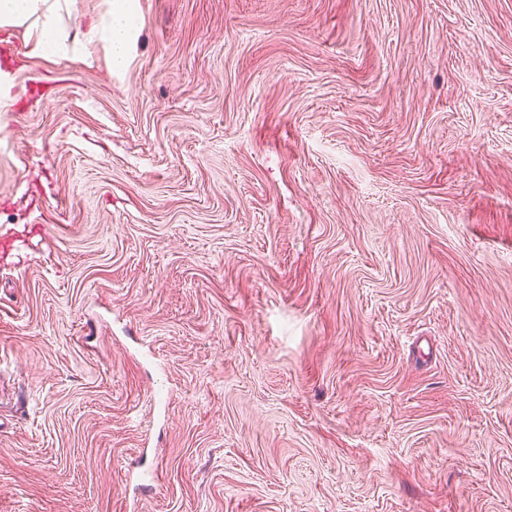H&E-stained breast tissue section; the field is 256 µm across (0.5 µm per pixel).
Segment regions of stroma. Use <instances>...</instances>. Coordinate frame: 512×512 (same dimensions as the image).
Masks as SVG:
<instances>
[{
    "label": "stroma",
    "instance_id": "stroma-1",
    "mask_svg": "<svg viewBox=\"0 0 512 512\" xmlns=\"http://www.w3.org/2000/svg\"><path fill=\"white\" fill-rule=\"evenodd\" d=\"M0 26V512H512V0ZM128 0H113L109 19L105 24V40L109 46L113 68H122L128 56L135 24Z\"/></svg>",
    "mask_w": 512,
    "mask_h": 512
}]
</instances>
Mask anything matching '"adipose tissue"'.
I'll return each mask as SVG.
<instances>
[{"label":"adipose tissue","mask_w":512,"mask_h":512,"mask_svg":"<svg viewBox=\"0 0 512 512\" xmlns=\"http://www.w3.org/2000/svg\"><path fill=\"white\" fill-rule=\"evenodd\" d=\"M61 8V0H0V26L20 25L32 17L39 19L41 30L37 48L42 53L55 54L65 46L56 19ZM134 30L129 0H113L105 25V40L113 68L119 69L125 65Z\"/></svg>","instance_id":"1"}]
</instances>
